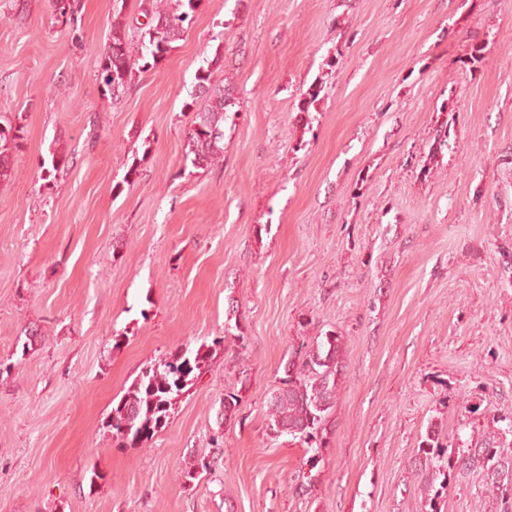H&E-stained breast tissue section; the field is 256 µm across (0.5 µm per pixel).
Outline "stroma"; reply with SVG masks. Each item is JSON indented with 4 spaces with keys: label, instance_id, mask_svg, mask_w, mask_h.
Listing matches in <instances>:
<instances>
[{
    "label": "stroma",
    "instance_id": "obj_1",
    "mask_svg": "<svg viewBox=\"0 0 512 512\" xmlns=\"http://www.w3.org/2000/svg\"><path fill=\"white\" fill-rule=\"evenodd\" d=\"M81 4L71 28L0 0V115L25 126L0 182V512H422L431 425L512 448V0H199L116 97V0ZM202 67L236 105L223 162L189 171ZM329 331L313 464L268 401ZM217 337L154 437L118 447L105 421L141 372ZM435 502L508 509L480 470Z\"/></svg>",
    "mask_w": 512,
    "mask_h": 512
}]
</instances>
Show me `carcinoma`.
<instances>
[{"instance_id": "1", "label": "carcinoma", "mask_w": 512, "mask_h": 512, "mask_svg": "<svg viewBox=\"0 0 512 512\" xmlns=\"http://www.w3.org/2000/svg\"><path fill=\"white\" fill-rule=\"evenodd\" d=\"M172 6L161 8V0H137V13L145 19L144 34L148 42L140 49L131 46L126 19L112 20L110 43L101 55L107 92L116 96L133 83L135 73L149 70L172 48L194 11L195 0H171ZM56 18L64 23L77 22L81 0H49ZM200 98L193 123L187 130L186 156L193 167L206 168L224 153V121L234 102L225 93L224 83L214 82L211 72L197 76ZM24 127L8 119L0 124V180L9 177V155L21 149ZM343 342L329 331L321 339L295 352V359L285 366L286 380L270 398L269 422L274 437L284 434L312 449L314 455L328 447L327 424L336 405V395L343 375ZM210 358L199 347L193 356L176 353L172 358L152 365L129 387L125 396L112 408L106 427L112 430L121 446L137 448L146 444L171 415L175 400L188 391L195 372ZM443 456L440 429L432 426L419 447L416 465L426 487H433L441 475L434 459ZM457 473L464 475L480 469L491 479L492 491L512 495V450L487 443L480 448H466L455 462Z\"/></svg>"}]
</instances>
